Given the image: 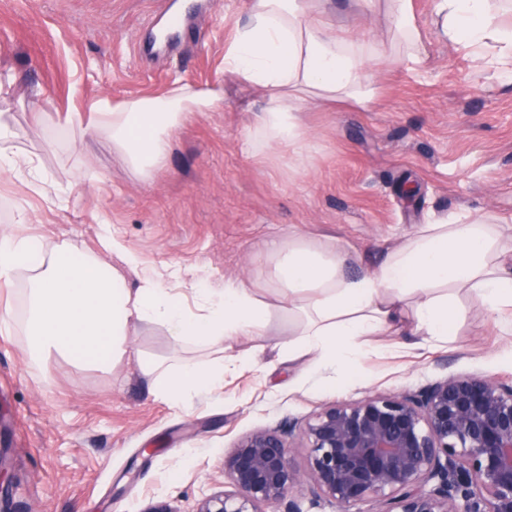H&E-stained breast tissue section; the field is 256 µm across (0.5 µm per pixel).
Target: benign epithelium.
Returning a JSON list of instances; mask_svg holds the SVG:
<instances>
[{
  "label": "benign epithelium",
  "instance_id": "7a95c632",
  "mask_svg": "<svg viewBox=\"0 0 512 512\" xmlns=\"http://www.w3.org/2000/svg\"><path fill=\"white\" fill-rule=\"evenodd\" d=\"M307 468L290 459L294 430H256L224 456L235 491L195 512H300L307 489L356 512H512V384L451 375L413 391L321 407L304 424Z\"/></svg>",
  "mask_w": 512,
  "mask_h": 512
}]
</instances>
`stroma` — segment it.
I'll list each match as a JSON object with an SVG mask.
<instances>
[{
  "instance_id": "35a3bbf8",
  "label": "stroma",
  "mask_w": 512,
  "mask_h": 512,
  "mask_svg": "<svg viewBox=\"0 0 512 512\" xmlns=\"http://www.w3.org/2000/svg\"><path fill=\"white\" fill-rule=\"evenodd\" d=\"M249 0H214L176 51L134 47L147 0H0V111L18 149L39 156L43 186L0 173V225L23 201L37 232L98 250L109 227L145 266L203 268L214 278H264L266 241L298 230L332 237L373 267L386 244L443 215H498L512 225V79L442 39L436 0H412L425 62L389 60L368 77L369 107L305 111L304 163L252 155L246 134L262 102L224 71V51ZM327 20L384 49L392 26L356 0H324ZM224 85V109L197 112L174 133L163 169L142 179L110 141L74 144L59 121L88 117L103 94L120 101L166 93L176 80ZM44 91L33 102L29 91ZM68 191L58 207L55 187ZM265 337L255 368L184 412L157 398L135 361L115 373L57 357L27 364L17 337L0 335V454L12 481L0 512H143L156 497L194 512L233 487L224 455L262 428H301L322 405L416 389L456 374L512 381V328L477 303L447 342L412 350L388 336L369 350L357 384L317 380L310 357L287 359Z\"/></svg>"
}]
</instances>
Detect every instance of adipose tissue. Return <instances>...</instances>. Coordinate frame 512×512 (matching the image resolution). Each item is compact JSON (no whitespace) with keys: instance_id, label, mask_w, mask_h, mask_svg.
I'll return each mask as SVG.
<instances>
[{"instance_id":"1","label":"adipose tissue","mask_w":512,"mask_h":512,"mask_svg":"<svg viewBox=\"0 0 512 512\" xmlns=\"http://www.w3.org/2000/svg\"><path fill=\"white\" fill-rule=\"evenodd\" d=\"M385 9L407 64L422 60L421 30L411 0H358ZM493 0H437L436 26L444 39L474 56L496 44L493 63L512 74V29L497 23ZM386 55L355 36L336 32L320 0H251L224 52V70L257 90L264 102L248 129L259 157L307 149L300 114L311 104L375 97L365 71ZM224 108V87L175 83L158 97L98 98L93 120L69 114L75 142L106 139L134 172L150 177L167 160L174 132L194 112ZM16 137L0 113V172L44 183L35 155L14 151ZM34 215L19 202L11 224L0 227V333L18 335L31 364L55 354L101 373L135 359L140 375L171 406L191 409L224 384V376L253 364L278 319L287 323L282 347L311 356L323 381L346 382L359 372L372 337L415 336L418 346L444 339L477 301L487 316L512 310V243L504 225L487 218H437L415 225L411 236L388 247L372 269L353 273V254L339 241L294 231L267 241L266 282L226 278L212 288L203 278L167 267H145L109 232L99 253L55 244L28 233ZM191 292L192 305L183 302ZM159 328L168 355L131 350L129 339ZM255 340L254 351L231 354L228 343Z\"/></svg>"}]
</instances>
